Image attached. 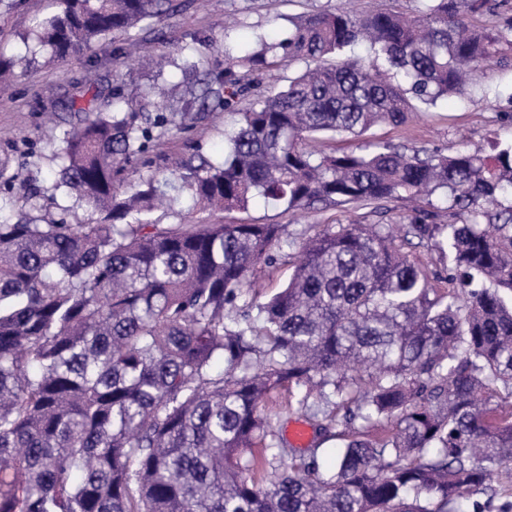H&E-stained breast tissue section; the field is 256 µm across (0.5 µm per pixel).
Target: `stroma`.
Segmentation results:
<instances>
[{"label":"stroma","mask_w":512,"mask_h":512,"mask_svg":"<svg viewBox=\"0 0 512 512\" xmlns=\"http://www.w3.org/2000/svg\"><path fill=\"white\" fill-rule=\"evenodd\" d=\"M348 8L364 13L391 7L414 13L419 0H173V10L162 27L163 39L146 33L140 38L143 54L163 55L162 72L151 68H129L115 60L113 48L124 47L121 36L71 54L51 64L39 63L8 82H0V168L16 176L17 185L0 182V217L16 219L31 212V204L21 199L18 185L27 183L42 191L40 206L53 214L71 206V199L50 201L56 179L54 155L58 141L48 139L44 129L56 125L64 130L78 124L80 116L69 108L70 99L85 89L84 79L95 75L98 87L133 86L159 82L173 101H180L192 77L182 69L181 48L190 38H198L197 56L204 70L224 67V42L259 49L261 41L285 38L292 17L317 11ZM55 0H6L0 5V50L6 56L27 54L20 38L36 16L54 12ZM256 92L234 98L233 112L252 107ZM233 112L201 110L188 129L158 128L148 151L129 163L125 177L135 184L152 174L182 169L190 158L208 160L224 154V133ZM370 139L399 147H417L450 154L458 150L493 153L495 145L512 143V59L484 69L478 83L467 94L451 96L420 117L400 126H374ZM406 212L401 202L372 205H314L307 210H288L257 200L247 211L224 213L225 223L251 222L283 224L289 239L300 240L328 226L352 221L361 224H400Z\"/></svg>","instance_id":"stroma-1"}]
</instances>
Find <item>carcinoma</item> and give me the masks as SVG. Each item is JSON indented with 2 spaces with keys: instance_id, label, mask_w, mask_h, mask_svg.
<instances>
[{
  "instance_id": "carcinoma-1",
  "label": "carcinoma",
  "mask_w": 512,
  "mask_h": 512,
  "mask_svg": "<svg viewBox=\"0 0 512 512\" xmlns=\"http://www.w3.org/2000/svg\"><path fill=\"white\" fill-rule=\"evenodd\" d=\"M172 0H57L33 20L36 49L64 59L108 35L160 34ZM392 10L315 12L288 37L238 54L187 91L173 112L162 88L111 103L70 101L84 114L63 131L54 190L98 215L69 210L0 221V512H512V144L482 154L374 143L385 122L466 91V73L506 60L512 17L478 18L509 0H420ZM365 46L369 62L354 57ZM332 56L335 62L325 63ZM304 69L239 113L224 159L151 175L126 188L153 129L259 86L281 63ZM155 111L139 126L122 115ZM348 137L341 153L302 141ZM439 195L468 213L404 237L428 239L452 274L441 288L382 225L328 227L297 250L285 288L242 296L277 261L284 224H159L158 204L212 214L263 198L285 209L380 204ZM224 369L216 370V365ZM307 412L345 409L334 469L321 443L280 441L264 412L273 394Z\"/></svg>"
}]
</instances>
